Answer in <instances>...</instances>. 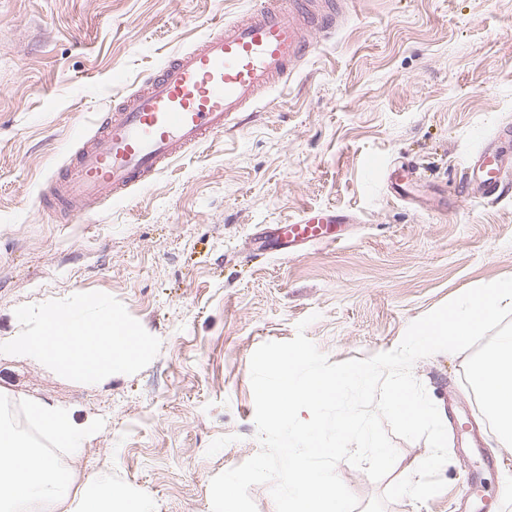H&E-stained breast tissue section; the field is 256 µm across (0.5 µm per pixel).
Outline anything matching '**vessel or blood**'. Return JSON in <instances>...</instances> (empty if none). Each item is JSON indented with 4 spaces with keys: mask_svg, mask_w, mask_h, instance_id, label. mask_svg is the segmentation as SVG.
Here are the masks:
<instances>
[{
    "mask_svg": "<svg viewBox=\"0 0 512 512\" xmlns=\"http://www.w3.org/2000/svg\"><path fill=\"white\" fill-rule=\"evenodd\" d=\"M348 0H255L245 18L225 21L191 50L166 60L143 86L104 113L68 164L51 175L40 204L70 220L95 208L104 194L126 195L153 180L176 158L253 111L261 94L288 81L317 48V37L340 27ZM481 181L474 198L495 194L512 157L486 146L475 160ZM336 214L304 213L265 229L259 250L288 256L339 244Z\"/></svg>",
    "mask_w": 512,
    "mask_h": 512,
    "instance_id": "vessel-or-blood-1",
    "label": "vessel or blood"
}]
</instances>
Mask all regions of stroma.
Returning <instances> with one entry per match:
<instances>
[{
  "mask_svg": "<svg viewBox=\"0 0 512 512\" xmlns=\"http://www.w3.org/2000/svg\"><path fill=\"white\" fill-rule=\"evenodd\" d=\"M253 0H0V337L16 307L100 291L161 347L141 371L86 386L0 355V394L103 418L71 468L116 473L156 512H211L210 482L261 448L250 359L299 322L330 362L395 349L409 324L512 277V190L462 192L470 159L512 122V0H355L286 86L153 181L62 222L34 206L76 135L169 57ZM416 172L406 198L386 172ZM346 215L344 240L253 259L270 224ZM466 354L418 360L448 437L446 487L385 512H512V447L484 419ZM384 480L340 462L360 505L426 458L394 438Z\"/></svg>",
  "mask_w": 512,
  "mask_h": 512,
  "instance_id": "stroma-1",
  "label": "stroma"
}]
</instances>
